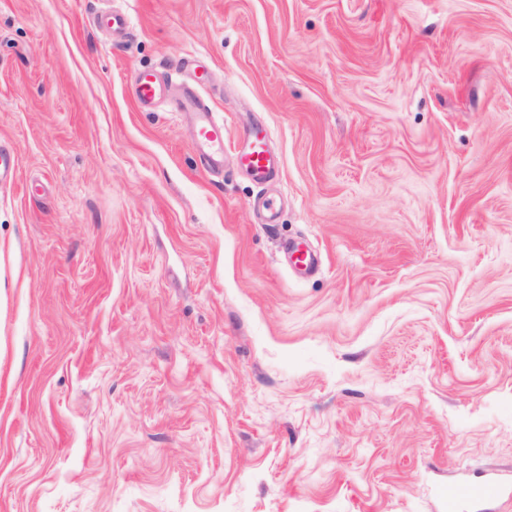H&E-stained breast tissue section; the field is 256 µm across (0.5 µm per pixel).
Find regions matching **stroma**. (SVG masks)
<instances>
[{"instance_id": "35a3bbf8", "label": "stroma", "mask_w": 512, "mask_h": 512, "mask_svg": "<svg viewBox=\"0 0 512 512\" xmlns=\"http://www.w3.org/2000/svg\"><path fill=\"white\" fill-rule=\"evenodd\" d=\"M1 144L0 512H512V0H0ZM161 95V85L153 72L139 73L134 87L133 96L138 106L144 110L151 109ZM182 108L195 114V142L213 164L224 158L225 121L214 118L212 109L194 97L188 96ZM238 150V167L257 183H264L277 171L279 162L270 152L267 140L258 134H248ZM496 492L492 485H452L448 488V500L457 502L475 498L488 497Z\"/></svg>"}]
</instances>
